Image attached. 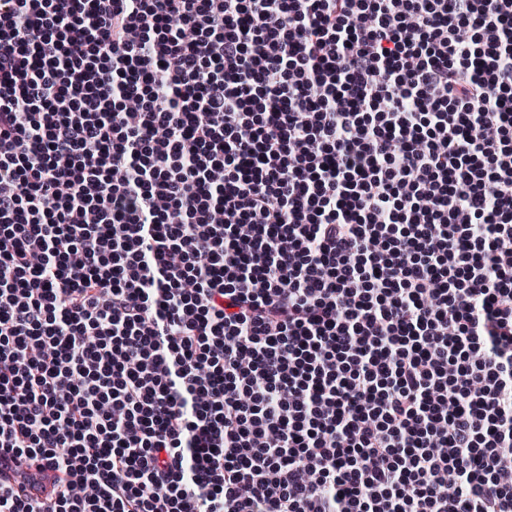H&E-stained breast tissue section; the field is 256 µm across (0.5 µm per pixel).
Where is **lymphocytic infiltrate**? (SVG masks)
<instances>
[{
    "instance_id": "1",
    "label": "lymphocytic infiltrate",
    "mask_w": 512,
    "mask_h": 512,
    "mask_svg": "<svg viewBox=\"0 0 512 512\" xmlns=\"http://www.w3.org/2000/svg\"><path fill=\"white\" fill-rule=\"evenodd\" d=\"M2 466L512 512V0H0Z\"/></svg>"
}]
</instances>
